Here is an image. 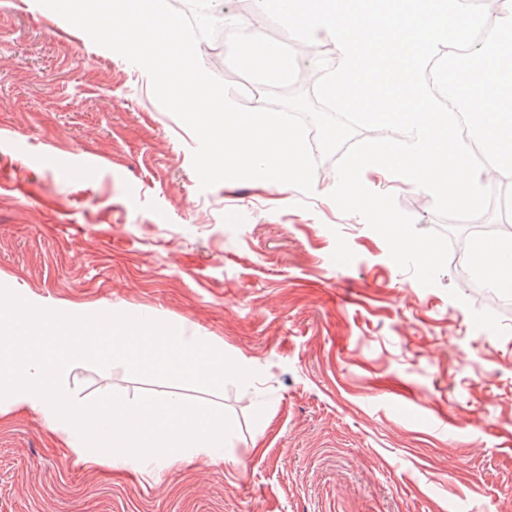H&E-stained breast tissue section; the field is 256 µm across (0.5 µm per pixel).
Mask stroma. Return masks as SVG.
I'll return each instance as SVG.
<instances>
[{
    "instance_id": "stroma-1",
    "label": "stroma",
    "mask_w": 512,
    "mask_h": 512,
    "mask_svg": "<svg viewBox=\"0 0 512 512\" xmlns=\"http://www.w3.org/2000/svg\"><path fill=\"white\" fill-rule=\"evenodd\" d=\"M312 93L324 43L284 35ZM198 141L147 73L37 0H0V283L29 302L150 315L253 371L212 391L85 363L86 400L150 393L230 417L224 463L159 481L88 469L33 412L0 416V512H512V307L487 315L467 254L425 287L324 191L203 190ZM418 230L444 229L399 176Z\"/></svg>"
}]
</instances>
